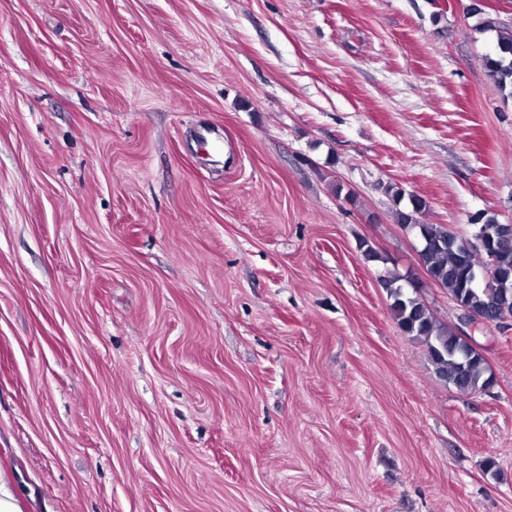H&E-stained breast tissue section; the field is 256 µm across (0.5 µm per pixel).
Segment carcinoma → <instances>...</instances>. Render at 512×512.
<instances>
[{"instance_id": "carcinoma-1", "label": "carcinoma", "mask_w": 512, "mask_h": 512, "mask_svg": "<svg viewBox=\"0 0 512 512\" xmlns=\"http://www.w3.org/2000/svg\"><path fill=\"white\" fill-rule=\"evenodd\" d=\"M471 12L479 17V32L497 34L494 51L482 57V65L501 91L512 94V30L502 31L498 19L485 12L477 0L471 4ZM426 207L424 198L412 196L408 206L396 209V215L398 223L415 227L420 238L434 244L423 255L428 274L436 285L448 292L451 300L486 318H494L499 296L496 280L480 278L470 282L466 272L481 271L479 256L464 259L457 239L450 236L446 225L421 222L419 215ZM479 231L489 240L501 269L512 273V231L501 230L493 217L483 220ZM389 284L391 311L399 328L426 346L434 373L441 381L464 394L484 391L493 384L486 359L472 349L459 327L437 322L427 305L398 285L397 279L390 280Z\"/></svg>"}]
</instances>
